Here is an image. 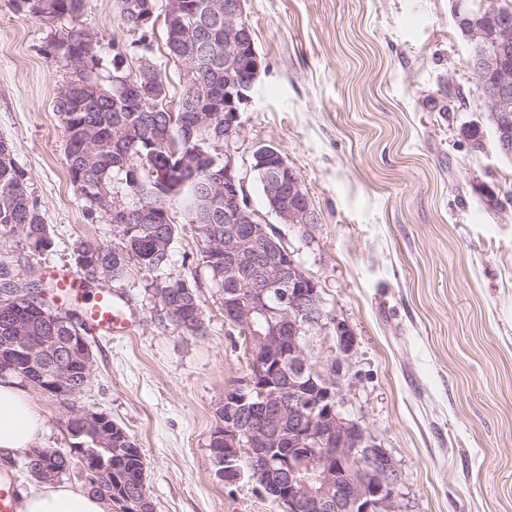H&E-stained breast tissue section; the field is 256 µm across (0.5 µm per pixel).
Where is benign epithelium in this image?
<instances>
[{"mask_svg": "<svg viewBox=\"0 0 512 512\" xmlns=\"http://www.w3.org/2000/svg\"><path fill=\"white\" fill-rule=\"evenodd\" d=\"M245 0H224V37L236 39L249 49V79L239 81L238 63L224 66V164L223 179L212 183V193L224 196L225 223L233 231L256 239L255 262L262 276L249 289V306L237 307L224 300L236 324L254 330L251 373L243 388L224 394L227 422L224 423V477L229 482L242 477L236 463L247 457L251 472L264 473L263 487L276 498L281 512H401V472L377 442L376 436L350 416L343 389L349 381L355 336L350 326L326 313L318 285L292 258L283 244L268 234V215L282 224L312 223V207L294 169L284 156L274 152L277 164L267 166L263 184L274 200L269 214L253 209L241 177L237 143L240 106L250 100L248 91L261 72L249 27L239 30ZM453 13L463 25L464 41L470 50L471 66L478 73L497 77L489 109L498 115V150L512 157V71L485 50L488 34L507 50L512 47V13L500 0H453ZM213 125L208 112L197 113L187 137L206 136ZM288 288V307L269 305L273 288ZM265 324L255 329L256 321ZM288 366V372L309 375L314 391L299 396V387L288 390V403L267 396L265 378L272 366ZM290 445L288 466H272V449Z\"/></svg>", "mask_w": 512, "mask_h": 512, "instance_id": "obj_1", "label": "benign epithelium"}]
</instances>
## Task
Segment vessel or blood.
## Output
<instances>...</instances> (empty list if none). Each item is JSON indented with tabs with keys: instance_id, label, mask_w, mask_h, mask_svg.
<instances>
[{
	"instance_id": "b4317fda",
	"label": "vessel or blood",
	"mask_w": 512,
	"mask_h": 512,
	"mask_svg": "<svg viewBox=\"0 0 512 512\" xmlns=\"http://www.w3.org/2000/svg\"><path fill=\"white\" fill-rule=\"evenodd\" d=\"M53 279L61 298L88 299L85 315L96 334L112 336L131 332V323L114 311L111 299L99 294L88 295L86 285L77 274L65 270L55 273Z\"/></svg>"
}]
</instances>
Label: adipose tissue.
<instances>
[{
	"instance_id": "obj_1",
	"label": "adipose tissue",
	"mask_w": 512,
	"mask_h": 512,
	"mask_svg": "<svg viewBox=\"0 0 512 512\" xmlns=\"http://www.w3.org/2000/svg\"><path fill=\"white\" fill-rule=\"evenodd\" d=\"M46 428L34 398L11 375L0 377V464L43 448ZM17 512H111L110 501L64 480L22 494Z\"/></svg>"
}]
</instances>
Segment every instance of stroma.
Masks as SVG:
<instances>
[{
    "instance_id": "1",
    "label": "stroma",
    "mask_w": 512,
    "mask_h": 512,
    "mask_svg": "<svg viewBox=\"0 0 512 512\" xmlns=\"http://www.w3.org/2000/svg\"><path fill=\"white\" fill-rule=\"evenodd\" d=\"M262 67L242 110L238 160L250 205L266 211L252 170L262 145L299 173L318 223L278 225L328 310L356 336L346 409L403 477V512H512V160L496 148L450 0H247ZM103 35L105 66L135 73L140 52L114 0H88L78 22H47L0 0V136L26 174L51 243L0 232V258L75 270L81 240L108 242L68 176L54 111L63 61L46 37ZM126 49L115 56L111 38ZM476 124L486 148L461 131ZM169 273L195 290L206 332L189 336L140 283L110 290L134 319L124 336L88 334L90 379L79 403L136 441L154 512H281L248 479H218L209 450L225 390L246 373L242 338L184 212ZM46 445L69 448L65 411L34 390Z\"/></svg>"
}]
</instances>
